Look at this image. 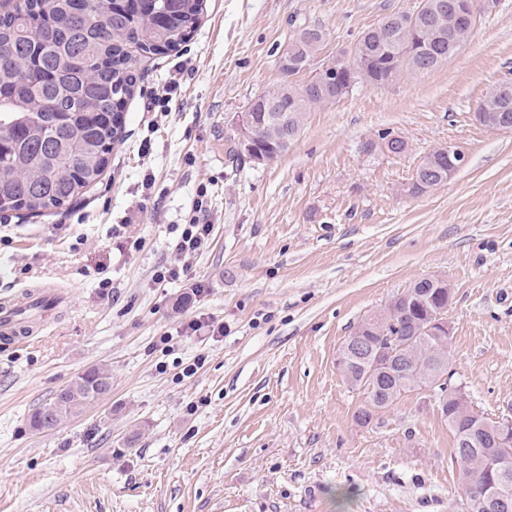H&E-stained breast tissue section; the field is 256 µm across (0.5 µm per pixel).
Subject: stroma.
Masks as SVG:
<instances>
[{
  "label": "stroma",
  "mask_w": 512,
  "mask_h": 512,
  "mask_svg": "<svg viewBox=\"0 0 512 512\" xmlns=\"http://www.w3.org/2000/svg\"><path fill=\"white\" fill-rule=\"evenodd\" d=\"M419 3L204 0L188 43L141 59L103 180L48 216L0 213V299L34 284L68 292L38 339L0 350V512H464L433 392L359 424L364 398L336 358L364 315L446 277L454 380L479 412L512 418V131L474 119L488 89L512 82V0L444 65L312 107L272 163L229 157L236 113L285 82L278 57L295 27L323 30L319 66ZM164 95L167 109L148 111ZM386 131L406 154L364 152ZM448 145L463 166L403 195L421 159ZM201 191L210 243L181 281L157 285ZM116 225L143 250H120ZM100 265L110 289L97 286ZM199 280V301L180 306ZM198 314L223 336H180ZM96 365L112 370L105 400L29 428Z\"/></svg>",
  "instance_id": "stroma-1"
}]
</instances>
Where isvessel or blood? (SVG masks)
<instances>
[{
  "instance_id": "obj_1",
  "label": "vessel or blood",
  "mask_w": 512,
  "mask_h": 512,
  "mask_svg": "<svg viewBox=\"0 0 512 512\" xmlns=\"http://www.w3.org/2000/svg\"><path fill=\"white\" fill-rule=\"evenodd\" d=\"M68 297L61 292L44 288L26 290L23 301L7 299L0 302V347L9 349L19 346L38 329L39 307H55L66 303Z\"/></svg>"
}]
</instances>
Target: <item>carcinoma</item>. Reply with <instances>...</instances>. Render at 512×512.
<instances>
[{
    "mask_svg": "<svg viewBox=\"0 0 512 512\" xmlns=\"http://www.w3.org/2000/svg\"><path fill=\"white\" fill-rule=\"evenodd\" d=\"M0 10V212L45 216L96 185L122 134L125 104L140 79V58L165 54L188 42L197 28L201 0H6ZM395 18L392 34L365 31L355 43L370 60V82L392 83L408 73L435 68V58L455 44L430 38L417 47L408 41L406 16ZM254 98L264 127L263 150L286 152L282 138L294 139L305 112L325 103L318 90L287 84L274 101ZM493 112L512 113V91L483 98ZM424 184L448 180V157L426 155L418 166ZM395 353L377 375L368 362L349 366L352 389L365 397L360 422L402 395L448 373L450 336L423 335L419 321L427 309L448 304V293L421 279L393 298ZM107 366H92L57 391L29 416L36 431L50 430L103 399ZM442 416L449 426L462 416L467 426L493 424L461 391L448 395ZM454 461L468 512H512V447L501 448L490 433L477 431L464 441L454 434Z\"/></svg>",
    "mask_w": 512,
    "mask_h": 512,
    "instance_id": "carcinoma-1",
    "label": "carcinoma"
}]
</instances>
